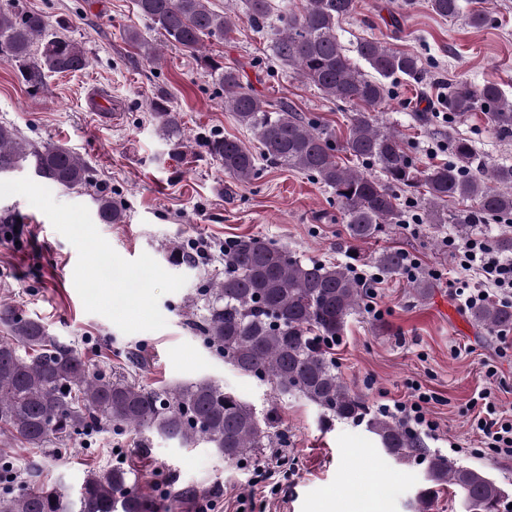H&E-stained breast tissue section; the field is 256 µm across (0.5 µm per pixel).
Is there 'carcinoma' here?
<instances>
[{"instance_id": "obj_1", "label": "carcinoma", "mask_w": 512, "mask_h": 512, "mask_svg": "<svg viewBox=\"0 0 512 512\" xmlns=\"http://www.w3.org/2000/svg\"><path fill=\"white\" fill-rule=\"evenodd\" d=\"M430 6L450 20L461 11L459 0H430ZM135 7L166 41L190 53L218 83L225 107L260 144L256 154L235 137L216 132L199 137L198 146L237 183H252L264 164L314 177L333 190L346 234L356 243L401 223L400 191L423 192L427 223L454 224L462 235L475 224L512 218V165L491 167L469 139L452 137V161L420 170L402 137L373 117L371 108L390 93L387 79L396 74L419 79L423 67L418 57L365 38L357 55L370 72L359 68L336 36V25L356 12L357 0H302L299 8L285 0L276 10L271 0H246L248 21L258 31L270 28L271 49L282 66L296 70L324 96L355 107L340 146L331 128L305 120L286 102L274 103L245 90L238 71L224 65L223 57L203 52L205 39H222L234 27L231 18L208 6V0H135ZM49 30L41 12L0 11V59L33 91L50 73L81 71L89 65L78 43ZM125 38L145 59H157V46L139 29L127 28ZM445 107L459 115L482 107L495 129L512 137V100L494 82L478 87L454 84ZM151 112L171 156L182 158L187 143L180 113L163 94L152 98ZM340 150L378 168L381 177L341 164ZM24 165L58 187L95 185L90 167L69 149L29 146L13 128L0 124V175ZM456 201L467 208L448 212V203ZM95 203L101 223L125 222L124 207L111 196L98 192ZM404 256L401 249H383L371 256V263L382 276L392 277L401 274ZM209 294L200 331L226 364L270 384L279 396L314 403L332 418L364 419L363 399L343 380L326 345L341 336L349 316L366 301L348 266L303 260L259 238H237L224 255V277L212 283ZM470 317L482 327L512 328V302H486L470 308ZM0 329V436L28 448L70 440L105 423L185 448L203 440L226 462L244 460L270 443L273 417H259L251 404L209 379L154 389L98 373L70 344L51 335L42 321L2 304ZM368 423L387 455L400 462H427L425 483L415 496L417 512H431L439 490L448 485L460 494L464 512H499L506 491L487 472L427 453L419 436L392 419L374 417ZM163 509L159 499L138 490L123 468L90 471L71 501L55 486H30L20 479L12 460L0 453V512Z\"/></svg>"}]
</instances>
